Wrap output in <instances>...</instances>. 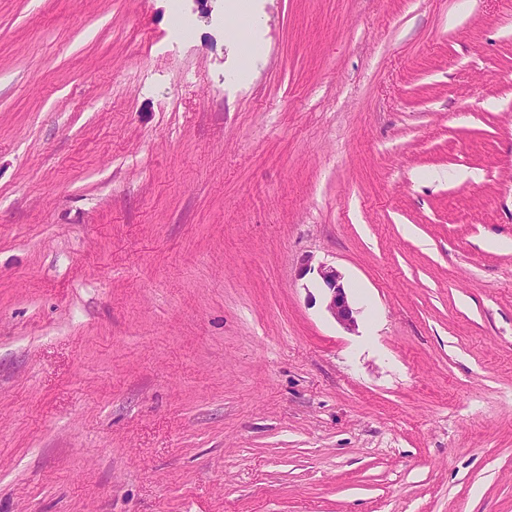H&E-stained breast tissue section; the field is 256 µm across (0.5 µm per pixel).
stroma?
Wrapping results in <instances>:
<instances>
[{
    "instance_id": "obj_1",
    "label": "stroma",
    "mask_w": 512,
    "mask_h": 512,
    "mask_svg": "<svg viewBox=\"0 0 512 512\" xmlns=\"http://www.w3.org/2000/svg\"><path fill=\"white\" fill-rule=\"evenodd\" d=\"M224 2L0 0V512H512V0ZM319 277L325 289V308L337 323L348 331L356 328V319L349 305L342 275L334 266L321 265Z\"/></svg>"
}]
</instances>
